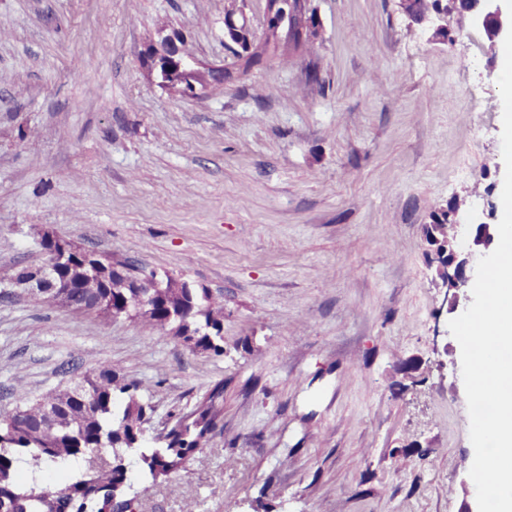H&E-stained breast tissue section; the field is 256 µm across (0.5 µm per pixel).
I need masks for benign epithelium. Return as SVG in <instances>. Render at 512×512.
<instances>
[{"label":"benign epithelium","mask_w":512,"mask_h":512,"mask_svg":"<svg viewBox=\"0 0 512 512\" xmlns=\"http://www.w3.org/2000/svg\"><path fill=\"white\" fill-rule=\"evenodd\" d=\"M247 7L245 3L236 13L224 17V44L238 57L248 54L254 40L262 34L286 35L292 31L303 35L317 27L312 0H301L297 11L291 14L278 7V0H263L258 30L247 15ZM467 13L494 39L505 37L512 23L509 15L502 11L501 0H475ZM141 63L155 85L165 90L174 85L181 96L197 97L209 88L224 84V66L199 60L180 30L166 27L149 37ZM449 219L451 224L446 231L438 224L433 225L428 255L436 286L446 294H455L470 287V272L476 269L480 257L489 254L496 231L467 212L459 213L457 207L449 212ZM46 244L50 246L51 259L7 279L6 287L12 292L29 296L40 288L61 287L60 272L69 256L76 252L77 245L55 236L47 237Z\"/></svg>","instance_id":"1"}]
</instances>
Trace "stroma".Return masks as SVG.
<instances>
[{"mask_svg": "<svg viewBox=\"0 0 512 512\" xmlns=\"http://www.w3.org/2000/svg\"><path fill=\"white\" fill-rule=\"evenodd\" d=\"M227 0H0V278L49 232L224 298V353L131 319L0 298V412L109 365L167 432L215 386L221 429L143 512H460L474 449L461 348L435 318L423 227L499 223L500 61L398 0H313L290 65L200 98L151 83L160 22L229 61ZM317 71V82L307 80Z\"/></svg>", "mask_w": 512, "mask_h": 512, "instance_id": "1", "label": "stroma"}]
</instances>
